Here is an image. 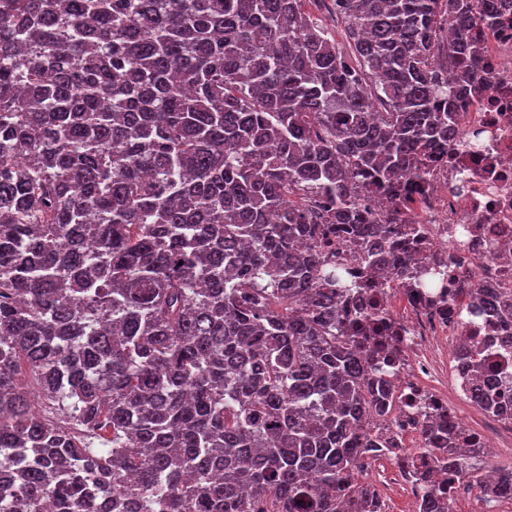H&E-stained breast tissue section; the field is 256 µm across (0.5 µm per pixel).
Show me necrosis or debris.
<instances>
[{
	"mask_svg": "<svg viewBox=\"0 0 512 512\" xmlns=\"http://www.w3.org/2000/svg\"><path fill=\"white\" fill-rule=\"evenodd\" d=\"M481 68L488 89L456 101V140L408 190L396 223L404 256L421 276L404 283L393 267L369 279L364 292L344 294L348 310L380 319L394 336L399 359L388 375L396 403L374 417L372 432L394 433L422 449L424 419L453 433L459 445L495 446L512 437V6L481 27ZM447 271L427 287L426 271ZM488 359L502 395L501 408L484 413L483 427L460 416L474 383L471 353ZM451 354L449 392L432 386L437 358Z\"/></svg>",
	"mask_w": 512,
	"mask_h": 512,
	"instance_id": "4bbe7bcc",
	"label": "necrosis or debris"
}]
</instances>
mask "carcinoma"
I'll list each match as a JSON object with an SVG mask.
<instances>
[{
    "label": "carcinoma",
    "instance_id": "1",
    "mask_svg": "<svg viewBox=\"0 0 512 512\" xmlns=\"http://www.w3.org/2000/svg\"><path fill=\"white\" fill-rule=\"evenodd\" d=\"M306 2L0 0V512H381L390 353L324 249L397 252L497 3L330 0L340 48ZM395 460L490 490L469 448Z\"/></svg>",
    "mask_w": 512,
    "mask_h": 512
}]
</instances>
